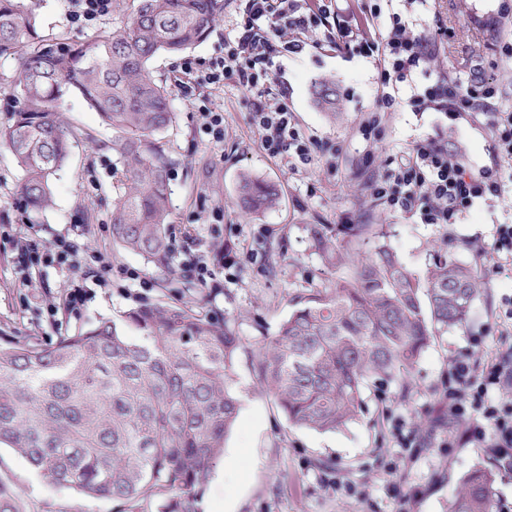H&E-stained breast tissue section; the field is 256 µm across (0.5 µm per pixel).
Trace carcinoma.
Listing matches in <instances>:
<instances>
[{
  "label": "carcinoma",
  "instance_id": "obj_1",
  "mask_svg": "<svg viewBox=\"0 0 512 512\" xmlns=\"http://www.w3.org/2000/svg\"><path fill=\"white\" fill-rule=\"evenodd\" d=\"M124 26L86 41L44 38L25 0H0V58H14L20 100L0 127V146L23 171L20 194L35 210L70 153L60 104L80 96L112 128L125 164L112 208V239L173 272L165 235L167 173L158 135L172 125L171 91L150 60L202 43L224 0H132ZM331 120L336 85L314 84ZM276 188L244 174L235 205L256 218L278 204ZM310 247L336 281L310 288L258 351L259 384L288 423L336 431L362 413L373 377L406 388L421 354L470 320L487 285L479 269L434 252L424 277L387 242L383 224H354L338 239L305 224ZM139 332L138 339L125 328ZM244 349L234 322L156 304L102 319L39 347L0 346V448H10L60 487L111 499L118 512H196L195 504L239 413L235 364ZM497 473L480 464L463 475L448 512H494ZM0 512H27L0 478Z\"/></svg>",
  "mask_w": 512,
  "mask_h": 512
}]
</instances>
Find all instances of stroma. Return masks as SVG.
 Masks as SVG:
<instances>
[{
  "label": "stroma",
  "instance_id": "1",
  "mask_svg": "<svg viewBox=\"0 0 512 512\" xmlns=\"http://www.w3.org/2000/svg\"><path fill=\"white\" fill-rule=\"evenodd\" d=\"M501 3L433 0L416 24L429 31L439 23L451 31L439 44L432 74L463 76L471 65L481 64L485 75L505 91L499 107L512 110V64L500 55L502 42L512 40V23L504 22ZM31 5L42 33L66 41L94 38L124 21L119 7L95 24L79 26L68 18L66 0H31ZM243 8L242 0H226L222 19L204 42L186 56L161 54L149 64L156 80L172 86L170 105L176 114L160 135L173 161L167 235L176 272L171 278L113 242L111 214L120 165L112 153L111 129L80 97L70 96L64 103V118L77 138L45 211L27 206L18 190L22 171L13 154L0 147V225L8 227L7 235H0V345H45L102 319L122 320L128 311L159 301L187 306L218 322L236 318L246 347L236 364L244 397L223 455L203 487L200 506L209 512H447L460 478L494 459L484 448H442V441L461 435L472 421L448 420L440 396L455 358L469 353L480 366L485 355L512 346V338L500 335L498 327L500 299L512 294V267L489 274L480 249L495 225L512 224V198L500 205L475 204L456 224H423L412 214L387 210L355 172L366 150L374 151L373 169L378 172L399 150L431 137L463 148L477 171L492 163L488 132L477 123L450 124L438 112L411 111L407 100L412 90L404 84L382 140L368 145L358 127L376 99L375 66L371 59L325 44L279 57L273 81L286 84L288 105L306 135L336 147V163L331 166L317 157L290 170L262 150L249 122L253 98L234 78H226L220 89L183 92L174 87L184 58L204 64L220 52L225 35L241 23ZM324 77L335 80L342 100L343 118L335 124L326 120L312 95L315 82ZM204 97L224 112L223 142H212L202 130L198 106ZM244 173L275 183L281 192L279 205L253 219L240 214L235 197ZM307 224L324 225L338 236L348 224L386 225L391 246L420 275L437 249L462 262H477L487 272L488 287L475 301L466 328L449 331L422 354L406 390L391 381L372 380L364 392L361 420L336 432L289 426L272 395L258 384L251 357L263 337L276 334L303 289L334 278L310 249L303 231ZM31 227L42 239L67 234L84 252L111 254L108 286L95 288L79 312L59 307L56 315L47 313L49 304L59 306L73 279L67 268L49 267L31 277L17 266L16 240ZM189 235L215 252L229 236L244 249L243 266L236 276L224 278L220 291L199 287L182 270ZM280 249L287 251L290 263L275 264L274 253ZM130 270L150 279L151 287L128 279ZM475 336L485 341L477 355L471 344ZM390 411L404 416L416 447H398L386 418ZM0 476L16 484L28 512H115L111 500L52 484L8 448L0 449ZM334 478L355 484L359 495L329 488Z\"/></svg>",
  "mask_w": 512,
  "mask_h": 512
}]
</instances>
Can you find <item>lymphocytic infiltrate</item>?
<instances>
[{
	"label": "lymphocytic infiltrate",
	"mask_w": 512,
	"mask_h": 512,
	"mask_svg": "<svg viewBox=\"0 0 512 512\" xmlns=\"http://www.w3.org/2000/svg\"><path fill=\"white\" fill-rule=\"evenodd\" d=\"M243 21L234 35L225 37L224 51L206 67L185 61L184 73L201 88L223 86L225 77H235L237 85L252 94L257 105L250 116L269 157L287 160L289 167L311 161L317 143L296 124L284 92L273 91L267 83L281 53L298 54L316 46V30L331 14L333 0H244ZM428 0H406L404 13L392 14L381 25L382 9L367 0L365 27L337 21L331 40L337 48L370 58L377 70L376 105L359 126L362 138L370 143L381 139L387 112L396 105L399 84L426 72L431 66L438 38L447 29L437 28L434 36L412 34L409 15L422 14ZM499 85L473 67L465 77H438L415 87L408 104L415 112H442L449 120L470 119L489 133L492 166L471 172L457 150L427 139L417 142L400 157L391 159L369 182L373 196L387 208L417 214L424 224H455L478 202H497L506 194L505 164L512 162V112L497 108ZM19 264L31 274L54 265L72 271L83 267L77 243L58 235L45 241L29 234L21 239ZM241 254L232 243L213 257L189 252L184 264L204 288H217V275L237 269ZM512 388V347L491 357L475 369L471 357L452 361L443 396L448 415L456 419L472 417L466 441L477 448L490 449L500 465L512 470V400L498 399L500 390Z\"/></svg>",
	"instance_id": "obj_1"
}]
</instances>
